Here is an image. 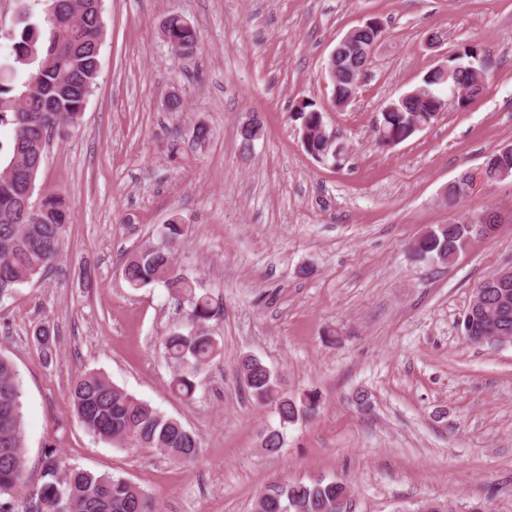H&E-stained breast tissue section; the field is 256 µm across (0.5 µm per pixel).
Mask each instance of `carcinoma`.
I'll return each instance as SVG.
<instances>
[{
    "instance_id": "cac0c4a2",
    "label": "carcinoma",
    "mask_w": 512,
    "mask_h": 512,
    "mask_svg": "<svg viewBox=\"0 0 512 512\" xmlns=\"http://www.w3.org/2000/svg\"><path fill=\"white\" fill-rule=\"evenodd\" d=\"M163 34L172 51L183 54L197 42L196 30L179 16L168 18ZM102 18L93 9L68 10L63 0H49L43 20L27 19L13 44L12 61L0 65V125L9 124L14 135L5 157L0 158V298L11 295L33 277L50 273L60 258L68 228L65 204L59 196L43 201L45 211L37 224H18L16 202L4 194L1 184L18 183L38 174L51 139L64 140L80 121V112L96 86L99 75ZM480 63L489 72L490 59L476 45L463 47L448 60L452 76L427 73L426 98L397 99L395 109L382 116L385 137L402 141L413 134L418 120L434 119L444 91L463 86L476 96L482 93L466 67ZM367 60L341 53L330 58L327 68L336 70L332 92L336 101L354 97ZM296 118L305 132L303 145L314 157L331 156L326 142L313 131L324 124L316 103L298 107ZM489 185L496 184L499 169L512 172V155L494 152L485 159ZM494 213L475 219L440 224L414 242V254L439 265L453 262L464 252L481 224H492ZM183 227L172 220L161 231L164 243L145 247L125 262L122 274L132 288L163 286L186 305L185 322L162 341L163 354L172 365L170 389L186 399L193 397L200 371L222 354V345L209 331V322L221 315L220 305L198 281L177 264ZM463 336L472 344L477 337H512V286L484 289L474 318L464 319ZM34 338L45 361L57 352V336L50 325L36 327ZM241 375L249 394L260 404L272 406L278 424L261 439V448L276 454L284 448L288 428L313 416L320 395L309 390L296 397L284 391L277 376L258 358L242 361ZM73 412L83 429L114 446L154 448L174 461H189L198 454L195 436L177 419L113 385L99 373H86L70 388ZM25 438L20 408V385L12 362L0 356V512H152L140 486L108 473L94 474L67 465L55 449L45 454L42 483L25 491L22 509L14 494L25 486ZM351 495L342 481L317 479L306 483H274L261 491L255 512H335L336 500Z\"/></svg>"
}]
</instances>
